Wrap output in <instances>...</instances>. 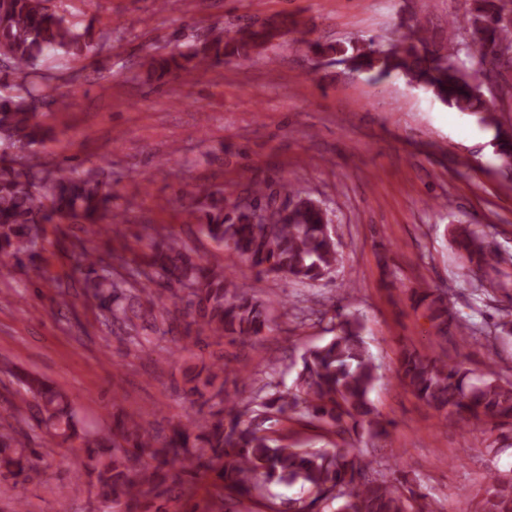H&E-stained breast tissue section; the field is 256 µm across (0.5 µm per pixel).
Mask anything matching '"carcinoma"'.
<instances>
[{
	"mask_svg": "<svg viewBox=\"0 0 512 512\" xmlns=\"http://www.w3.org/2000/svg\"><path fill=\"white\" fill-rule=\"evenodd\" d=\"M53 0H0V60L5 74L19 80L23 93L0 95V270L21 266L38 252L41 225L65 220L85 229L98 225L112 211L104 170L93 166L75 174L53 172L29 154L47 138L38 121V106L46 99L44 82L33 81L37 62L48 53L82 57L104 39L93 26L78 30L52 5ZM503 0H471L464 16L465 36L450 39L448 50L457 62L444 63L429 49L427 31L407 26L387 52L357 41L349 46L307 42L316 55H339L353 70L375 81L402 77L431 93L448 108L477 116L496 129L500 168L512 171V137L502 128L484 96L466 82V61L472 52L512 54V23L501 20ZM276 27L240 28L164 57H151L147 81L174 78L206 69L232 57L246 56L270 41ZM196 214L199 232L244 259L257 277H277L313 288L331 274L339 261L325 213L315 200L281 181L275 191L270 180L250 179L247 202L268 206L281 199L292 208L273 224L254 222L240 202L230 206L224 192L179 190ZM455 242L462 262L473 274L500 264L480 231L460 225ZM78 268L84 296L92 299L111 331L129 337L142 352L150 350L151 335L172 332V316L164 300L185 302L184 335L175 339L181 349L204 350L224 339L247 342L271 329L276 313L290 303L259 300L239 291L220 264H205L185 242L163 237L131 260L114 255L107 260L94 249L81 247ZM410 301L429 318L436 340L452 329L479 333L460 321L448 307L447 293L438 288H413ZM336 335L325 345L305 351L293 386L273 381L278 362L250 375L252 396L246 403L215 387L224 371V354H209L199 370L185 378L187 393L209 404L171 425L161 436L141 417L113 416L112 425L89 428L62 388L31 373L12 372L21 388V403L12 404L14 423L0 425V487L13 492L15 512H26L23 492L40 483L45 470L34 448L31 431L59 447L83 448L90 484L97 490L99 512H174L192 498L199 483L210 479L207 512H235L244 499L265 497L272 484L298 485L306 497L288 512H433L426 496L387 478L372 462L346 448L311 449L282 444L266 433L271 415L317 423L346 441L352 435L383 437L389 421L375 413L369 393L377 366L361 334L359 318L337 315ZM399 374L404 385L446 424L493 421L512 425V380L489 364L475 376L457 362L415 350L401 352ZM477 512H512V476L488 475V487Z\"/></svg>",
	"mask_w": 512,
	"mask_h": 512,
	"instance_id": "carcinoma-1",
	"label": "carcinoma"
}]
</instances>
